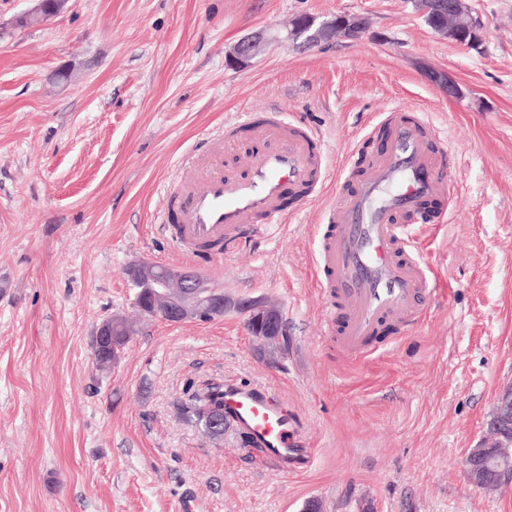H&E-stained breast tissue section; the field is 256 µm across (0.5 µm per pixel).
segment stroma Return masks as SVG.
<instances>
[{
	"instance_id": "1",
	"label": "stroma",
	"mask_w": 512,
	"mask_h": 512,
	"mask_svg": "<svg viewBox=\"0 0 512 512\" xmlns=\"http://www.w3.org/2000/svg\"><path fill=\"white\" fill-rule=\"evenodd\" d=\"M472 50L435 33L413 0H68L42 25L32 0H0V512H512V488L465 476L512 384V0H467ZM368 17L357 41L307 49L295 17ZM266 31L245 62L231 52ZM447 71L445 96L423 65ZM406 108L439 129L455 204L418 233L437 292L425 323L385 327L350 360L322 335L330 306L313 268L319 203L196 265L231 306L209 321L141 322L110 370L93 360L108 315L135 317L124 274L143 258L186 261L158 217L195 177L189 154L278 116L322 140L327 165L358 142L389 146L377 114ZM278 304L288 342L258 355L236 302ZM275 390L303 419L309 466L263 464L236 431L214 440L175 404L208 380ZM424 74L427 80L438 87L445 95L456 98L462 93L459 83L446 71L428 68Z\"/></svg>"
}]
</instances>
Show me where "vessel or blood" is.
<instances>
[{"label":"vessel or blood","instance_id":"obj_1","mask_svg":"<svg viewBox=\"0 0 512 512\" xmlns=\"http://www.w3.org/2000/svg\"><path fill=\"white\" fill-rule=\"evenodd\" d=\"M382 122L389 131L388 151L355 183L337 182L316 248L321 288L347 307L342 332H335L328 317L324 334L335 338L337 353L347 358L368 354L385 320L406 330L416 326L435 294L417 233L436 220L424 204L447 181L448 163L432 149L438 136L423 120L392 111ZM254 133L262 148L246 174L225 172L220 141L208 160L191 159L198 175L184 186L174 248L186 253L219 243L232 250L244 237L286 223L281 198L287 188L321 193L328 168L313 133L282 121L258 125ZM220 392L225 416L260 448L265 464L284 473L304 468L311 451L302 442V420L275 391L226 382Z\"/></svg>","mask_w":512,"mask_h":512}]
</instances>
